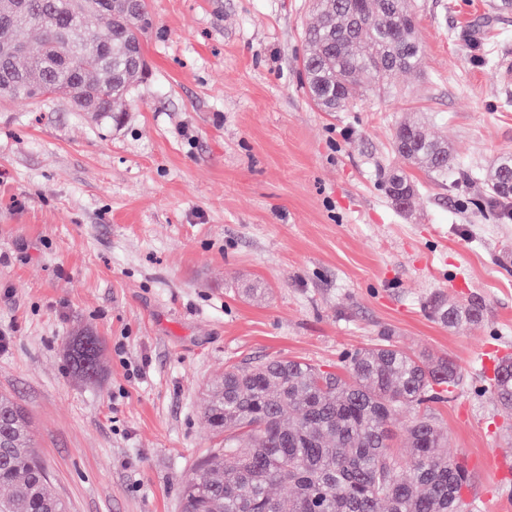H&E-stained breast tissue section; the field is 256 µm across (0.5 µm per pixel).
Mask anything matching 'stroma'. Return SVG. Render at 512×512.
Returning a JSON list of instances; mask_svg holds the SVG:
<instances>
[{
  "mask_svg": "<svg viewBox=\"0 0 512 512\" xmlns=\"http://www.w3.org/2000/svg\"><path fill=\"white\" fill-rule=\"evenodd\" d=\"M411 0L419 74L346 112L303 87L312 0H149L148 73L120 126L55 98L0 100V392L22 405L69 512H178L216 437L201 413L225 366L266 358L336 371L388 337L449 357L462 382L437 404L451 454L475 473L465 503L512 512V416L485 391L512 352V219L463 205L512 153V10ZM447 134L446 182L415 171L403 213L381 187L401 166L396 125ZM435 294L475 300L476 325L433 321ZM102 342L98 378L64 345Z\"/></svg>",
  "mask_w": 512,
  "mask_h": 512,
  "instance_id": "35a3bbf8",
  "label": "stroma"
}]
</instances>
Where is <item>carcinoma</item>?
I'll list each match as a JSON object with an SVG mask.
<instances>
[{
    "label": "carcinoma",
    "mask_w": 512,
    "mask_h": 512,
    "mask_svg": "<svg viewBox=\"0 0 512 512\" xmlns=\"http://www.w3.org/2000/svg\"><path fill=\"white\" fill-rule=\"evenodd\" d=\"M91 16L107 23L100 36ZM153 27L149 0H0V98L55 97L76 112L117 121L145 71L143 40ZM39 49L31 48L32 34ZM305 90L323 112H342L398 74L422 64L416 17L407 0H313L304 29ZM394 152L404 166L385 175L396 207L412 208V170L448 178L454 158L445 136L414 121L399 123ZM485 211L512 205V154L500 156L483 189ZM429 316L445 325L482 321L481 303L435 295ZM73 372L96 375L99 343L68 344ZM449 358L427 359L384 340L345 356L332 373L295 360L232 365L207 389L202 411L219 447L182 482L181 512H460L473 474L465 458L444 451L435 405L459 387ZM486 389L512 410V360L485 377ZM412 413L404 451L394 450L395 417ZM291 489L288 502L274 489ZM0 512H67L34 449L28 418L0 395Z\"/></svg>",
    "instance_id": "cac0c4a2"
}]
</instances>
